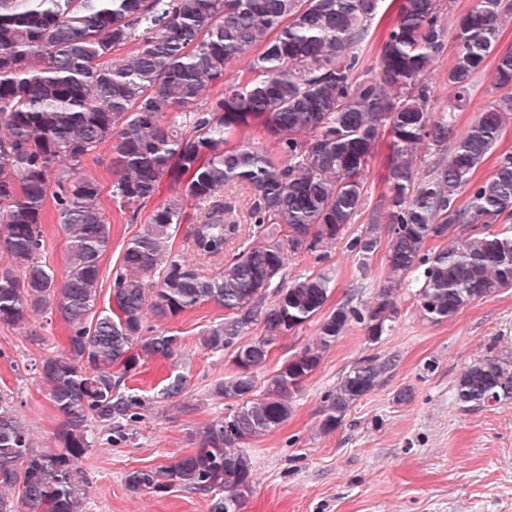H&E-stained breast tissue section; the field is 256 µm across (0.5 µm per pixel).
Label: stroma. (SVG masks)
<instances>
[{
  "label": "stroma",
  "instance_id": "35a3bbf8",
  "mask_svg": "<svg viewBox=\"0 0 512 512\" xmlns=\"http://www.w3.org/2000/svg\"><path fill=\"white\" fill-rule=\"evenodd\" d=\"M502 93L496 59L488 57L475 77L470 102L454 114V132L469 127ZM82 171L100 183L112 225V245L101 260L96 307L102 310L127 243L144 229L154 204L173 190L161 183L153 203L134 211L112 199L107 148H99ZM320 271L334 279L325 305L330 311L349 300L357 305L371 302L389 268L384 251L363 267L339 241L290 257L283 279ZM417 288L413 277L402 281L398 318L378 344H368L362 326L351 324L302 383L288 420L245 443L253 483L242 512H512V400L465 408L453 393L468 363L512 351V289L472 302L451 321L432 324L418 312ZM223 319V307L205 302L158 322V329L179 336V359L148 358L126 377V385L139 389L151 407L125 439L92 427V445L80 463L85 512H209V494L178 486L160 494H137L127 488L125 476L133 469L171 464L193 451L197 429L228 413V400L215 397L213 389L231 375L234 351L214 352L200 343L202 332ZM317 330L312 321L283 336L258 372V386H265L289 356L314 342ZM67 334L57 317L48 321L36 316L20 328L0 325V389L12 396L15 412L39 451L56 450L62 416L33 365L60 353ZM369 355L395 357L396 366L335 431L323 432L326 396ZM175 367L189 379L185 394L177 401L159 398L164 379ZM405 388L414 397L398 403L396 395Z\"/></svg>",
  "mask_w": 512,
  "mask_h": 512
}]
</instances>
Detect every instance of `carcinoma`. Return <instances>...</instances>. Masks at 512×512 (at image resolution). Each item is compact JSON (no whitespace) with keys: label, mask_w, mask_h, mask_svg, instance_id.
Listing matches in <instances>:
<instances>
[{"label":"carcinoma","mask_w":512,"mask_h":512,"mask_svg":"<svg viewBox=\"0 0 512 512\" xmlns=\"http://www.w3.org/2000/svg\"><path fill=\"white\" fill-rule=\"evenodd\" d=\"M383 2L0 0V324L20 327L33 314L56 313L69 327L64 350L38 369L63 417L60 450H35L12 397L0 390V512H18L15 495L29 512H84L78 463L91 447L89 423L125 438L145 404L121 382L148 358L180 352L177 335L145 327L148 312L163 321L204 302L223 307L224 321L206 330L201 345L245 351V371L215 387L238 407L197 431L199 448L168 466L130 472L126 485L149 493L220 489L210 512H228V499L243 509L253 481L241 445L288 420L293 395L352 323L363 326L367 343L380 342L398 316L402 277L417 275V309L431 323L512 288V226L492 229L512 219V154L474 181L512 124V93L466 130H452L456 108L496 50L500 24L512 20V0H479L458 20L447 76L453 100L439 117L429 72L445 45L450 5L402 0L371 72L361 75L356 49ZM131 43L134 50L122 54ZM255 49L248 80L225 78ZM496 69L499 86H512L511 49L497 54ZM217 84L221 92L208 96ZM254 124L275 151L231 144ZM384 133L393 152L385 192L346 243L364 266L385 247L390 274L373 300L325 314L333 280L317 273L279 286L276 301L264 304L288 257L344 238L365 209L367 170ZM103 144L119 206H142L166 178L184 184L203 209L186 255L172 252L182 197L157 205L124 249L109 308L96 314L111 224L97 180L80 170ZM424 149L437 159L422 174ZM228 186L247 195L227 199ZM49 199L67 236L60 282L42 256ZM457 225L471 233L434 245ZM316 317V342L289 356L254 397L272 345ZM258 323L262 335L243 340ZM392 367L369 356L349 370L326 397L322 430H336ZM187 383L174 370L160 394L179 399ZM454 393L464 407L512 400V353L468 364Z\"/></svg>","instance_id":"obj_1"}]
</instances>
